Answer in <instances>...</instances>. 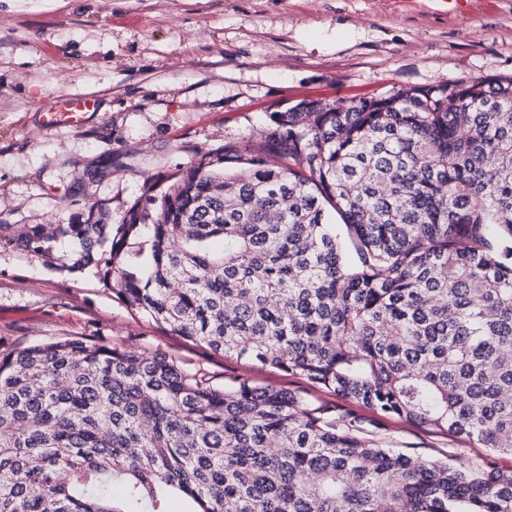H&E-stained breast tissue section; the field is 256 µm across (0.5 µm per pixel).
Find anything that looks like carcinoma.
<instances>
[{
    "instance_id": "1",
    "label": "carcinoma",
    "mask_w": 512,
    "mask_h": 512,
    "mask_svg": "<svg viewBox=\"0 0 512 512\" xmlns=\"http://www.w3.org/2000/svg\"><path fill=\"white\" fill-rule=\"evenodd\" d=\"M271 121L115 227L15 241H66L166 332L489 457L426 460L298 393L73 336L0 360V512H512V80Z\"/></svg>"
}]
</instances>
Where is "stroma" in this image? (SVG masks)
Wrapping results in <instances>:
<instances>
[{"mask_svg": "<svg viewBox=\"0 0 512 512\" xmlns=\"http://www.w3.org/2000/svg\"><path fill=\"white\" fill-rule=\"evenodd\" d=\"M347 36L336 45V31ZM512 77V0H0V355L73 336L160 350L216 384L236 376L358 416L365 407L257 362L214 353L127 309L94 268L22 250L12 232L88 214L119 224L147 179L245 143L304 99ZM92 93L83 126H47L60 96ZM379 437L426 459L476 443L394 416Z\"/></svg>", "mask_w": 512, "mask_h": 512, "instance_id": "35a3bbf8", "label": "stroma"}]
</instances>
